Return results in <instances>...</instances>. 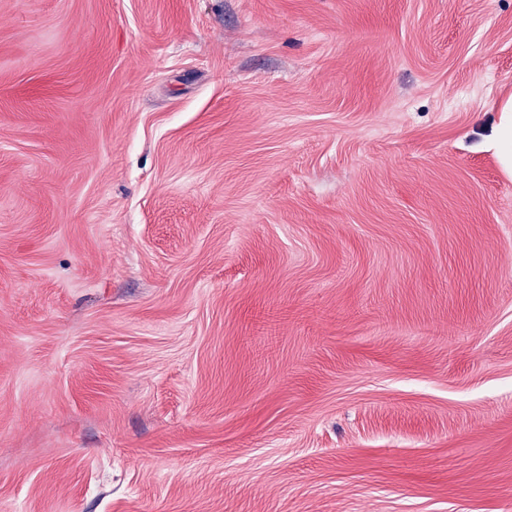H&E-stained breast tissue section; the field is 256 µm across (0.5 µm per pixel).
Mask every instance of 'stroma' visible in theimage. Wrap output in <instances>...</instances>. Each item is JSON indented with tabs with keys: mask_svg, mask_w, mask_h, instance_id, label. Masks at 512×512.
Masks as SVG:
<instances>
[{
	"mask_svg": "<svg viewBox=\"0 0 512 512\" xmlns=\"http://www.w3.org/2000/svg\"><path fill=\"white\" fill-rule=\"evenodd\" d=\"M512 0H0V512H512ZM501 112H509V119L499 129L497 141L504 167L512 170V98L502 106Z\"/></svg>",
	"mask_w": 512,
	"mask_h": 512,
	"instance_id": "35a3bbf8",
	"label": "stroma"
}]
</instances>
